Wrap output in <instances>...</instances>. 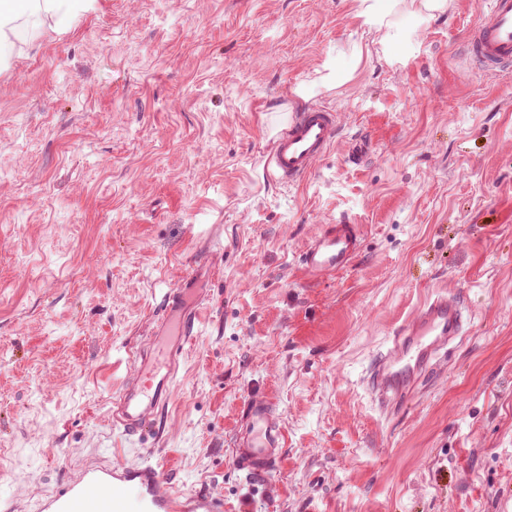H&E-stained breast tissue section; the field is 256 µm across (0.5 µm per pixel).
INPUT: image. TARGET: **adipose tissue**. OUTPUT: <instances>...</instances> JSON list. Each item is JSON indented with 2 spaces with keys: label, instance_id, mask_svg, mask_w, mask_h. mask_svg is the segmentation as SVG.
I'll return each mask as SVG.
<instances>
[{
  "label": "adipose tissue",
  "instance_id": "1",
  "mask_svg": "<svg viewBox=\"0 0 512 512\" xmlns=\"http://www.w3.org/2000/svg\"><path fill=\"white\" fill-rule=\"evenodd\" d=\"M94 0H0V59L16 49L18 20L25 15L37 17L56 29L77 13L88 11ZM363 24L376 33V50L386 59H394L400 34L391 20L402 0H359Z\"/></svg>",
  "mask_w": 512,
  "mask_h": 512
}]
</instances>
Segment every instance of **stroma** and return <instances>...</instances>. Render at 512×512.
Instances as JSON below:
<instances>
[{
  "mask_svg": "<svg viewBox=\"0 0 512 512\" xmlns=\"http://www.w3.org/2000/svg\"><path fill=\"white\" fill-rule=\"evenodd\" d=\"M479 2L395 14V62L355 56L374 39L358 0H96L21 36L0 68V512L116 460L226 512H512V75L467 60ZM327 64L344 82L297 98ZM309 104L340 113L335 144L268 182L273 131ZM339 221L361 253L305 276ZM192 268L202 317L165 430L126 437L112 392ZM438 292L470 319L388 414L369 366ZM257 395L288 431L271 481L231 453ZM362 249V232L357 224H324L300 255L303 271L314 278L335 276L354 262Z\"/></svg>",
  "mask_w": 512,
  "mask_h": 512,
  "instance_id": "35a3bbf8",
  "label": "stroma"
}]
</instances>
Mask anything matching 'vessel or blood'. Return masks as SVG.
<instances>
[{"mask_svg":"<svg viewBox=\"0 0 512 512\" xmlns=\"http://www.w3.org/2000/svg\"><path fill=\"white\" fill-rule=\"evenodd\" d=\"M466 54L485 74L512 71V0H482L478 20L466 34ZM340 124L338 113L329 109L289 113L264 159L267 176L287 185L306 180L335 142ZM361 249L359 225L325 224L306 244L300 265L311 277H331L351 266ZM194 276L187 271L163 292L155 329L165 335V344L133 351L130 375L112 393V419L125 436L149 430L171 402L200 315L199 303L187 299ZM464 315L460 298L438 294L404 320L370 369L368 385L380 405L403 409L460 335ZM285 442L282 418L271 400H247L232 448L238 471L250 479L272 478ZM42 512H224V499L174 492L159 466L117 461L68 481L44 502Z\"/></svg>","mask_w":512,"mask_h":512,"instance_id":"vessel-or-blood-1","label":"vessel or blood"}]
</instances>
